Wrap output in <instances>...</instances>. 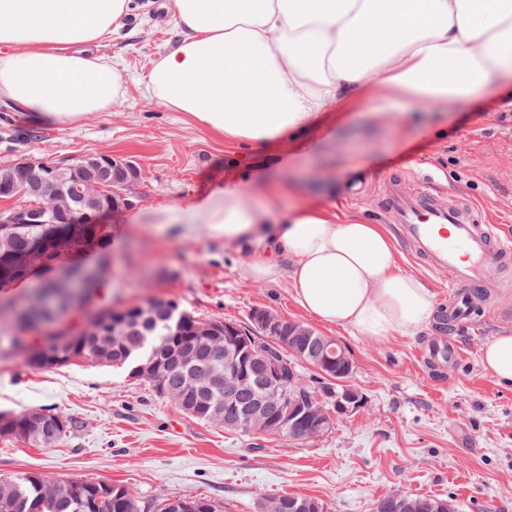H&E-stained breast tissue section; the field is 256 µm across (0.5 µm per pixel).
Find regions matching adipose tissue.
<instances>
[{
  "mask_svg": "<svg viewBox=\"0 0 512 512\" xmlns=\"http://www.w3.org/2000/svg\"><path fill=\"white\" fill-rule=\"evenodd\" d=\"M131 0H0V99L33 124L58 126L110 109L123 97L119 62L92 54L127 17ZM179 30L153 60L145 94L187 113L214 135L243 145L287 147L328 110L398 99L431 107L512 82V0H166ZM263 204L238 185L184 197L154 222L188 220L213 241L254 254L241 270L255 283L287 282L321 323L369 343L427 328L431 290L401 269L382 225L330 207L278 214L294 188L281 167L258 182ZM484 368L512 382V332L482 351Z\"/></svg>",
  "mask_w": 512,
  "mask_h": 512,
  "instance_id": "obj_1",
  "label": "adipose tissue"
}]
</instances>
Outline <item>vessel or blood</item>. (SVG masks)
Masks as SVG:
<instances>
[{"mask_svg": "<svg viewBox=\"0 0 512 512\" xmlns=\"http://www.w3.org/2000/svg\"><path fill=\"white\" fill-rule=\"evenodd\" d=\"M386 213L404 246L423 266L432 273L447 271L455 282L445 305L448 336L418 349L416 356L432 366L457 361L459 345L451 335L472 319L474 295L502 287L497 271L512 266V237L469 203L440 202L423 178L390 181Z\"/></svg>", "mask_w": 512, "mask_h": 512, "instance_id": "vessel-or-blood-1", "label": "vessel or blood"}]
</instances>
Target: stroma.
Instances as JSON below:
<instances>
[{"label": "stroma", "instance_id": "stroma-1", "mask_svg": "<svg viewBox=\"0 0 512 512\" xmlns=\"http://www.w3.org/2000/svg\"><path fill=\"white\" fill-rule=\"evenodd\" d=\"M176 38L171 16L135 10L97 48L122 57L126 95L78 124L35 127L1 101L0 166L22 155L47 162L88 153L128 159L139 169L125 190L137 211L207 195L246 169L262 178L261 147L214 136L143 95V75ZM504 94L490 86L445 113L402 100L393 105L399 115L393 122L347 111L331 125V140L312 143L313 159L301 162L297 202L332 205L382 224L390 177L427 176L437 198H468L505 217L504 230L512 234V112L497 109ZM119 222L112 212L98 243L64 257L68 264L108 261L105 288L77 318L154 297L204 320L243 325L254 309L265 308L335 338L353 360L351 383L365 404L316 439H252L187 417L150 383L112 366L77 360L34 368L24 350L5 346L0 413L51 408L75 420L76 429L52 448L0 438V477L38 473L123 486L148 510L162 498L204 497L217 512H258V494L289 493L316 498L324 512H374L380 498L401 489L453 499L459 512H512V384L481 364L490 339L512 331V287L481 303L458 335L460 362L437 370L417 360L415 347L442 335L440 326L387 343L363 342L315 323L286 283L242 279L247 252L186 228H165L153 239L120 237Z\"/></svg>", "mask_w": 512, "mask_h": 512}]
</instances>
